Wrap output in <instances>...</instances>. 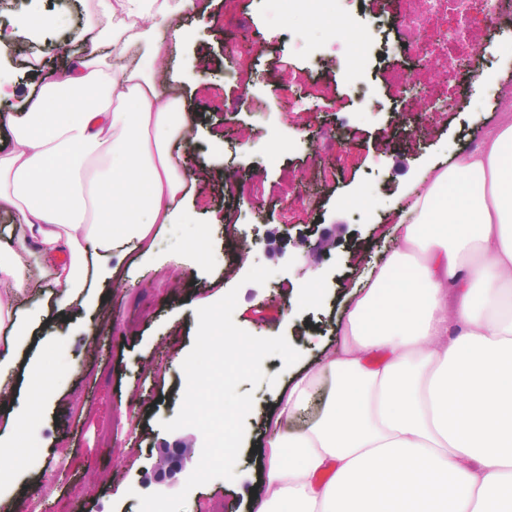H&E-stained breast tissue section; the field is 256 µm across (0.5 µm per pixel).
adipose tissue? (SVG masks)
I'll return each instance as SVG.
<instances>
[{"instance_id": "obj_1", "label": "adipose tissue", "mask_w": 512, "mask_h": 512, "mask_svg": "<svg viewBox=\"0 0 512 512\" xmlns=\"http://www.w3.org/2000/svg\"><path fill=\"white\" fill-rule=\"evenodd\" d=\"M155 2L97 0L76 35L93 52L0 114V211L16 223L0 240L1 378L31 334L15 298L39 278L67 315L122 239L151 258L154 226L181 223L208 178L173 154L193 116L166 96L171 47L147 25L193 0ZM40 33L33 17L0 28V63ZM391 234L402 247L353 291L341 347L278 395L258 512H512V120L396 209ZM325 377L323 410L290 431Z\"/></svg>"}]
</instances>
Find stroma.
Wrapping results in <instances>:
<instances>
[{"mask_svg":"<svg viewBox=\"0 0 512 512\" xmlns=\"http://www.w3.org/2000/svg\"><path fill=\"white\" fill-rule=\"evenodd\" d=\"M96 0H0V24L28 9L66 8L67 30H48L36 68L13 62L10 89L25 95L68 57L79 52L71 36L80 30ZM272 0H194L180 17L190 40L172 43L164 66L194 71L192 83H171L169 94L186 99L196 122L177 153L205 170L182 223L154 227L150 260L134 245L113 252L121 281L96 279L87 301L74 304L65 320L47 305V292L26 294L17 313L34 318L38 341L23 348L22 362L46 366L41 387L5 377L9 409L30 412L26 441L38 448L35 463L21 466L10 456L0 467L11 476V495L0 512H138L139 495L179 492L199 462L203 436L195 428L173 432L162 422L178 412L185 387L182 363L197 329L196 310L238 288L235 323L254 336H285L302 353L297 369L312 365L325 344H337L344 296L367 264L383 260L392 247L381 227L427 189L437 167L457 151H472L487 132L512 119V23L475 17L462 39L443 40L455 25L453 8L441 0L427 11L424 0H358L350 6L361 36L375 56L362 85L342 74L347 36L299 17L283 24ZM418 24L422 53L397 36L405 17ZM247 34L249 52L236 49ZM480 50L487 62L478 73L459 63ZM401 72L415 95L400 101L391 81ZM322 81L323 93L306 105L284 109L280 96ZM336 170L333 184L320 172ZM321 200L310 209L309 198ZM328 235L335 248L305 257L293 247L298 236ZM245 255H238L237 246ZM275 271L266 284L245 282L254 264ZM316 279L321 297L305 306L289 299ZM295 368V369H296ZM275 385L252 387L235 480L215 479L194 488L185 512H255L259 463L257 445L264 421L292 371L279 356L263 361ZM111 425L110 445L97 432ZM190 447L181 469L156 482L151 464L160 449Z\"/></svg>","mask_w":512,"mask_h":512,"instance_id":"35a3bbf8","label":"stroma"}]
</instances>
